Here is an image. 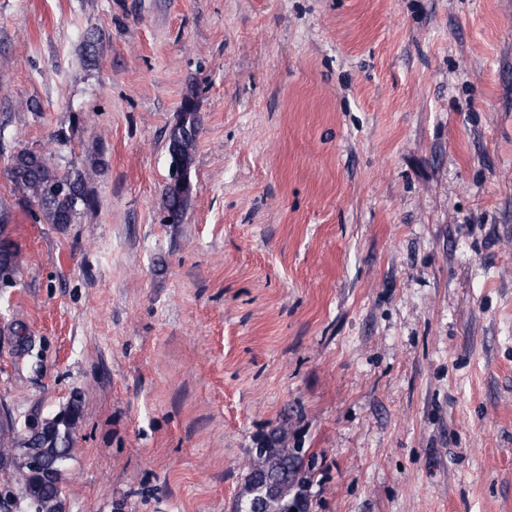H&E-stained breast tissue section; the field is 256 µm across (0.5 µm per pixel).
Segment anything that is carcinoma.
I'll return each mask as SVG.
<instances>
[{"instance_id":"obj_1","label":"carcinoma","mask_w":512,"mask_h":512,"mask_svg":"<svg viewBox=\"0 0 512 512\" xmlns=\"http://www.w3.org/2000/svg\"><path fill=\"white\" fill-rule=\"evenodd\" d=\"M199 133L195 98H183L179 118L168 136V148L178 155L183 168L191 171ZM100 158L92 157L80 166L72 163L60 169L44 154L23 148L11 157L9 176L31 205V213L41 224L65 227L78 216L92 210L97 198L92 190L94 177L102 167ZM192 187L180 189L169 185L165 191L167 214H183ZM10 217L0 208V264H22L20 252L3 237ZM71 424L47 437L42 446L46 456L43 468L32 471L21 481L27 512H62L60 484L74 453L78 406H72ZM28 446L12 427L0 426V468L13 467L12 481H18L21 460ZM315 478V459L307 450L288 446V422L284 421L256 439L249 450L242 492L236 496L232 512H310L311 488Z\"/></svg>"}]
</instances>
